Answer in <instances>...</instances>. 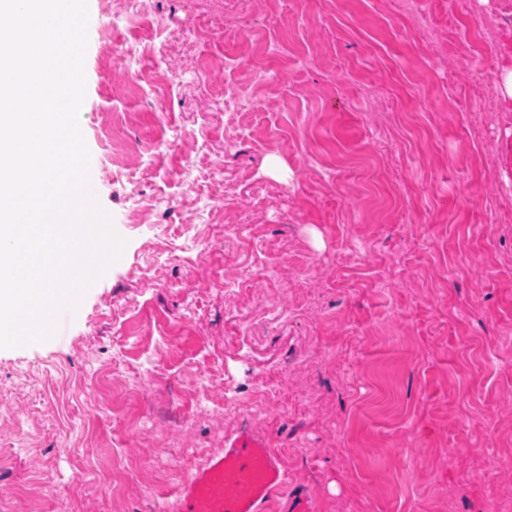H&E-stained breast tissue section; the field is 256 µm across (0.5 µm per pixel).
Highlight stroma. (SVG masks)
Here are the masks:
<instances>
[{
    "label": "stroma",
    "mask_w": 512,
    "mask_h": 512,
    "mask_svg": "<svg viewBox=\"0 0 512 512\" xmlns=\"http://www.w3.org/2000/svg\"><path fill=\"white\" fill-rule=\"evenodd\" d=\"M400 2L88 0L125 245L0 349V512H169L245 424L319 512L512 507V27Z\"/></svg>",
    "instance_id": "stroma-1"
}]
</instances>
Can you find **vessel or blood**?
<instances>
[{"mask_svg": "<svg viewBox=\"0 0 512 512\" xmlns=\"http://www.w3.org/2000/svg\"><path fill=\"white\" fill-rule=\"evenodd\" d=\"M174 512H317V504L308 491L288 488L281 457L244 427L177 486Z\"/></svg>", "mask_w": 512, "mask_h": 512, "instance_id": "1", "label": "vessel or blood"}]
</instances>
